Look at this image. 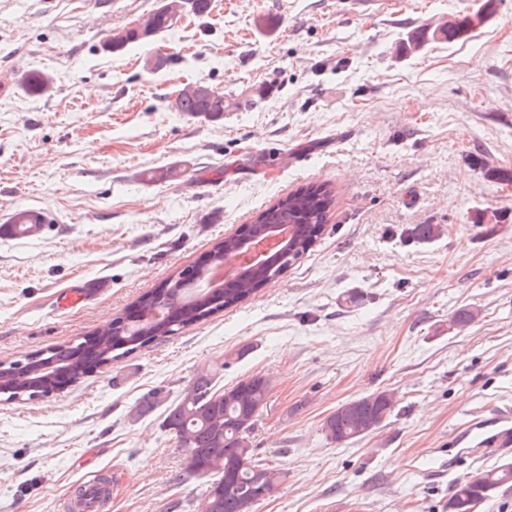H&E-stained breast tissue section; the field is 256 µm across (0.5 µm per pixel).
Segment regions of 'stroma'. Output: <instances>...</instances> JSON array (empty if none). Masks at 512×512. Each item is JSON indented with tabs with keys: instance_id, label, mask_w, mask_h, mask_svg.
Segmentation results:
<instances>
[{
	"instance_id": "1",
	"label": "stroma",
	"mask_w": 512,
	"mask_h": 512,
	"mask_svg": "<svg viewBox=\"0 0 512 512\" xmlns=\"http://www.w3.org/2000/svg\"><path fill=\"white\" fill-rule=\"evenodd\" d=\"M153 43L113 35L158 0H0V362L77 343L308 184L335 202L315 244L236 307L53 394L0 401V512H201L204 479L162 426L196 374L272 382L251 441L285 477L254 512H448L454 484L512 447V0L466 39L411 52L484 0H211ZM33 70L51 74L33 96ZM189 83L223 120L174 111ZM171 170L173 178L153 179ZM417 224L439 238L412 241ZM462 308L479 310L460 329ZM161 401L133 419L141 396ZM391 416L338 445L341 404ZM42 225L40 216L35 212L21 210L11 217L10 224L0 225V233L17 238H28L38 235ZM393 409L394 398L389 391L362 396L330 413L322 423V432L331 442L350 444L379 429Z\"/></svg>"
}]
</instances>
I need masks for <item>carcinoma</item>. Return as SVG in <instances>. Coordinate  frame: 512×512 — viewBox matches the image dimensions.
Segmentation results:
<instances>
[{"instance_id": "carcinoma-1", "label": "carcinoma", "mask_w": 512, "mask_h": 512, "mask_svg": "<svg viewBox=\"0 0 512 512\" xmlns=\"http://www.w3.org/2000/svg\"><path fill=\"white\" fill-rule=\"evenodd\" d=\"M471 16L452 22L441 31L450 40H460L471 31ZM25 83L33 95L45 93L53 76L32 71ZM229 105L224 97L210 94L205 98L185 96L177 111L203 116L216 121L224 118ZM332 191L324 185H309L289 193L262 209L250 227V236H265L273 226H288V256L274 252L266 263L246 268L240 276L222 288H216L192 299L177 288V277L168 279L138 298L136 305L150 308L163 304L166 317L157 322L128 324L125 317L94 331L83 340V346L61 344L49 349L47 355L35 359L24 370L11 364L0 365V397L26 400L30 394L52 393L64 378L75 382L92 369L118 360L146 344L170 336L215 313L243 302L265 284L306 254L333 206ZM42 221L32 211L15 213L10 223L0 225V233L17 238L39 234ZM440 233L437 224H417L410 235L418 241H430ZM240 236L229 235L214 244L211 259L197 266L199 276L206 280L213 267L237 254ZM216 373L210 368L197 374L181 398L171 406L163 420L164 427L175 435L185 457L193 458L194 474L206 479L203 512H250L243 508L244 493L263 500L270 496L282 480V472L258 457L249 434L268 404L271 381L256 374L237 381L230 387H216ZM394 409V398L386 390L359 397L340 405L322 423L325 437L338 444L353 443L379 429ZM111 479L102 477L96 484L97 509L106 507L110 497ZM512 486V462L493 466L480 474L459 480L448 499V512H475L502 487Z\"/></svg>"}]
</instances>
